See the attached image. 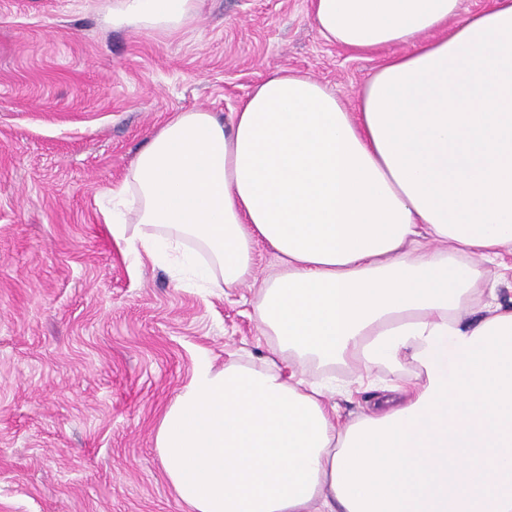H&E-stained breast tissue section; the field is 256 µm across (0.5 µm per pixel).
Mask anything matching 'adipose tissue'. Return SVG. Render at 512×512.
<instances>
[{"mask_svg": "<svg viewBox=\"0 0 512 512\" xmlns=\"http://www.w3.org/2000/svg\"><path fill=\"white\" fill-rule=\"evenodd\" d=\"M202 2L111 22L170 33ZM462 3L311 0L326 41L389 52L354 106L276 70L228 119L174 115L110 191L113 238L189 243L215 288L266 242L255 315L298 362L400 372L344 421L275 360L200 363L155 435L189 512H512V309L479 286L512 255V0Z\"/></svg>", "mask_w": 512, "mask_h": 512, "instance_id": "obj_1", "label": "adipose tissue"}]
</instances>
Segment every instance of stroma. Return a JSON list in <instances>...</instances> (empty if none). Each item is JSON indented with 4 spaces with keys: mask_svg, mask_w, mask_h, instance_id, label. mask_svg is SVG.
<instances>
[{
    "mask_svg": "<svg viewBox=\"0 0 512 512\" xmlns=\"http://www.w3.org/2000/svg\"><path fill=\"white\" fill-rule=\"evenodd\" d=\"M112 0H0V512H188L155 448L201 359L275 356L256 280L195 287L116 241L101 210L173 113L227 118L269 73L353 103L381 55L324 40L310 0H205L164 36Z\"/></svg>",
    "mask_w": 512,
    "mask_h": 512,
    "instance_id": "1",
    "label": "stroma"
}]
</instances>
